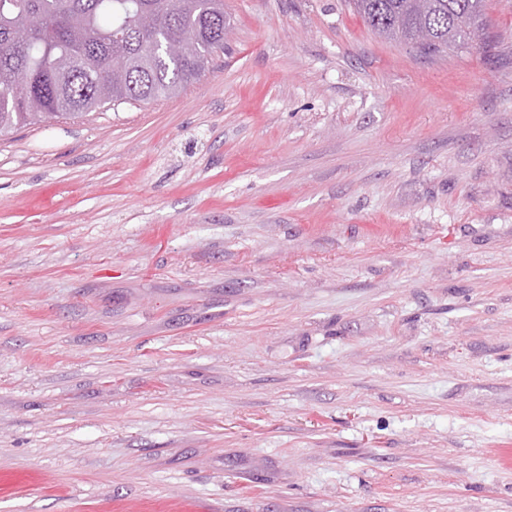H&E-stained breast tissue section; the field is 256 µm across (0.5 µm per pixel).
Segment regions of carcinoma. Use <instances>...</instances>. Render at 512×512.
<instances>
[{
	"label": "carcinoma",
	"mask_w": 512,
	"mask_h": 512,
	"mask_svg": "<svg viewBox=\"0 0 512 512\" xmlns=\"http://www.w3.org/2000/svg\"><path fill=\"white\" fill-rule=\"evenodd\" d=\"M351 3L378 36L425 55L464 44L484 17V0ZM230 26L224 0H0V136L174 97L224 50Z\"/></svg>",
	"instance_id": "1"
}]
</instances>
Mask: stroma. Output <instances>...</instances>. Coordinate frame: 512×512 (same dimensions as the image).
Instances as JSON below:
<instances>
[{
    "mask_svg": "<svg viewBox=\"0 0 512 512\" xmlns=\"http://www.w3.org/2000/svg\"><path fill=\"white\" fill-rule=\"evenodd\" d=\"M224 9L0 136V512H512V0L434 56Z\"/></svg>",
    "mask_w": 512,
    "mask_h": 512,
    "instance_id": "35a3bbf8",
    "label": "stroma"
}]
</instances>
